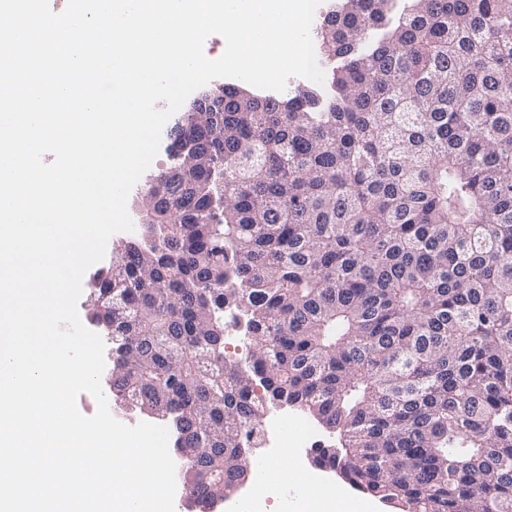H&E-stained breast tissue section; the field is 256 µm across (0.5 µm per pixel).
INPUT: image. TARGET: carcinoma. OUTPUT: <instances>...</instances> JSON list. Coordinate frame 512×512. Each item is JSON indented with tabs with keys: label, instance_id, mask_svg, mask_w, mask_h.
Here are the masks:
<instances>
[{
	"label": "carcinoma",
	"instance_id": "obj_1",
	"mask_svg": "<svg viewBox=\"0 0 512 512\" xmlns=\"http://www.w3.org/2000/svg\"><path fill=\"white\" fill-rule=\"evenodd\" d=\"M312 36L323 88L172 126L180 176L91 284L112 393L193 430L201 510L286 404L401 512H512V0H336Z\"/></svg>",
	"mask_w": 512,
	"mask_h": 512
}]
</instances>
